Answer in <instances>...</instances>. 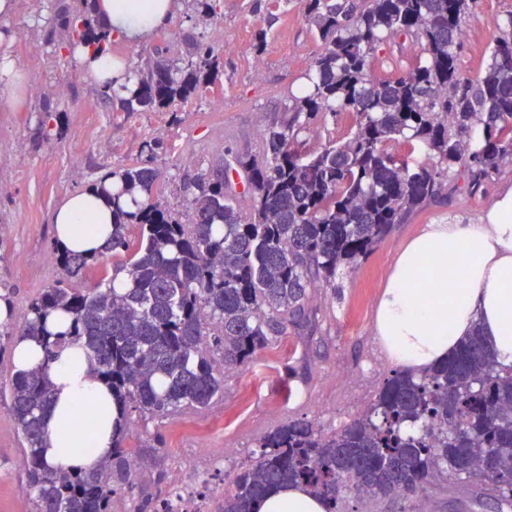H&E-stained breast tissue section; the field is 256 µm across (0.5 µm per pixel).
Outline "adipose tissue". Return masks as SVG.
<instances>
[{
	"label": "adipose tissue",
	"instance_id": "adipose-tissue-1",
	"mask_svg": "<svg viewBox=\"0 0 512 512\" xmlns=\"http://www.w3.org/2000/svg\"><path fill=\"white\" fill-rule=\"evenodd\" d=\"M113 35L148 42L181 9V0H95ZM74 53L93 83L114 98L131 88L129 62L83 43ZM111 180L67 198L53 213L55 241L86 256L104 252L112 233ZM469 260L459 264V252ZM480 330L497 361L512 365V187L476 223L430 224L398 251L374 317V334L402 369L422 372L446 360L473 330ZM53 402L44 419L43 454L70 472H86L112 452L118 410L112 391L92 374L82 343L49 362ZM258 512H325L321 499L289 486L257 506Z\"/></svg>",
	"mask_w": 512,
	"mask_h": 512
}]
</instances>
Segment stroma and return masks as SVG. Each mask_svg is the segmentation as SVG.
Listing matches in <instances>:
<instances>
[{"instance_id": "obj_1", "label": "stroma", "mask_w": 512, "mask_h": 512, "mask_svg": "<svg viewBox=\"0 0 512 512\" xmlns=\"http://www.w3.org/2000/svg\"><path fill=\"white\" fill-rule=\"evenodd\" d=\"M208 2L205 12L196 0H184L174 21L153 37L167 45L170 64L181 70L189 61L187 34L214 47L220 98L199 95L175 112L98 104L99 87L85 80L73 54L62 52V38L46 39L49 19L72 0H16L13 15L0 17V30L14 34L0 55L22 74L26 89L16 104L0 90V292L10 293L13 325L23 323L43 288L64 276L51 216L69 196L132 164L145 142L158 139L164 149L152 165L163 175L164 201L183 210L184 171L209 168L229 150L258 153L263 132L281 120L289 95L304 85L320 41L299 0H288L272 18L260 9L261 0ZM511 14L512 0H478L466 18L462 75H477L498 23ZM420 52L410 39L382 46L374 78L394 77ZM510 186L512 163L477 195L451 194L397 225L357 267L344 271L336 292L316 294L315 331L288 334L225 376L224 394L211 407L148 421L146 432L131 441L140 455L135 486L116 491L112 512H134L143 496L169 498L181 484L197 492L205 512H218L229 481L251 463L267 431L291 420L332 431L359 417L394 368L372 322L397 251L424 225L478 220L495 194ZM12 372L11 352L0 353V512H33L22 434L9 412ZM157 433L163 444L154 443ZM425 503L431 512H493L491 505L449 497L444 479L408 501L375 503L350 495L342 512H421Z\"/></svg>"}]
</instances>
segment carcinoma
I'll list each match as a JSON object with an SVG mask.
<instances>
[{
	"instance_id": "carcinoma-1",
	"label": "carcinoma",
	"mask_w": 512,
	"mask_h": 512,
	"mask_svg": "<svg viewBox=\"0 0 512 512\" xmlns=\"http://www.w3.org/2000/svg\"><path fill=\"white\" fill-rule=\"evenodd\" d=\"M321 48L308 85L288 97L280 124L264 131L262 157L228 153L207 176L185 172L190 218L161 205V173L137 161L112 173V242L97 256L58 252L66 278L42 290L17 333L38 336L45 360L12 374L10 406L23 439L26 491L35 512H112L116 487L132 488L138 420L184 408L207 409L224 392L223 375L288 335L316 325L311 294L336 288L419 210L476 195L512 162V14L498 25L482 76L462 75L464 23L475 0H300ZM53 29L107 51L112 34L64 8ZM411 36L422 53L392 80L372 77L384 43ZM184 74L147 51L122 108L163 111L210 86L214 47L191 35ZM351 112L341 144L303 148L300 133L327 114ZM397 144L400 149L393 150ZM426 151L430 163H418ZM243 174L247 205L231 174ZM140 194L134 212L121 197ZM138 227L137 236L130 226ZM122 253L124 263L93 288L68 279ZM124 274V281L117 276ZM119 286L109 287V284ZM69 325L53 332L47 318ZM14 331L0 332V341ZM84 342L91 371L120 407L112 456L90 473H70L43 457L45 412L55 353ZM492 458L494 469L481 465ZM448 477V493L489 494L512 509V366L499 364L480 333L422 373L395 370L359 418L326 432L290 420L260 440L255 461L224 490L221 512H255L269 493L300 486L339 512L343 495L408 500Z\"/></svg>"
}]
</instances>
